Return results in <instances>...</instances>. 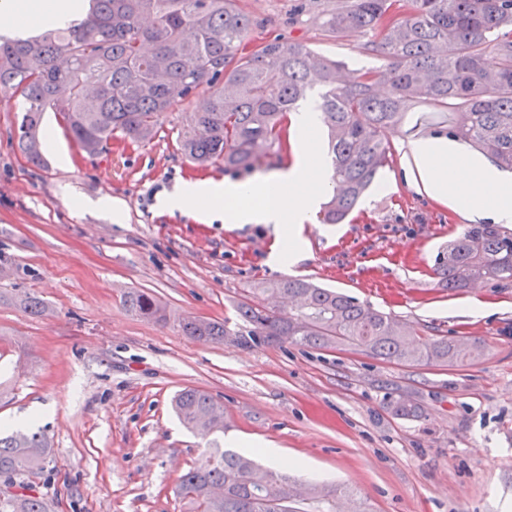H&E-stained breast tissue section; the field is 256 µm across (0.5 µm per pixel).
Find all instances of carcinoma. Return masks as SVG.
Masks as SVG:
<instances>
[{"instance_id": "carcinoma-1", "label": "carcinoma", "mask_w": 512, "mask_h": 512, "mask_svg": "<svg viewBox=\"0 0 512 512\" xmlns=\"http://www.w3.org/2000/svg\"><path fill=\"white\" fill-rule=\"evenodd\" d=\"M309 16L331 37H367L364 48L386 61L388 92L376 90L371 69L340 78L344 63L301 41H255L260 22L238 0H91L85 17L66 28L26 39L0 38V91L22 99L17 143L27 162H44L39 128L43 112L60 113L70 139L95 157L112 140L138 145L157 136L177 114L183 125L177 150L193 165L218 162L249 172L290 150L288 115L316 93L328 129L332 159L324 224H342L389 163L387 134L424 104L452 117L449 136L469 142L512 170V0H299L291 17ZM205 107L185 112L192 96ZM434 274L450 290L482 282H512V232L472 224L448 241ZM258 291L291 302L236 305L244 329L187 315V336L216 344L228 337L244 346L283 343L313 349L357 347L387 361L452 366L469 350L371 309L356 298L306 278L264 282ZM129 312L167 321L152 295L129 291ZM395 415L416 417L408 398ZM180 421L204 436L224 433V403L195 387L174 399ZM49 443L40 432L0 434V478L42 469ZM178 494L196 512H325L341 500L346 512H371L367 501L340 485L305 488L251 458L214 443L204 467L180 476ZM0 512H48L26 485L0 496Z\"/></svg>"}]
</instances>
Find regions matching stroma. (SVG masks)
Here are the masks:
<instances>
[{"label":"stroma","mask_w":512,"mask_h":512,"mask_svg":"<svg viewBox=\"0 0 512 512\" xmlns=\"http://www.w3.org/2000/svg\"><path fill=\"white\" fill-rule=\"evenodd\" d=\"M295 0H239L262 20L255 39L299 40L349 69L384 71L363 39L289 24ZM17 99L0 94V427L34 424L52 458L26 474L49 512H196L176 492L205 463L207 439L186 430L171 406L191 386L224 403L223 444L251 441L302 461L299 479L325 474L352 487L373 512H512V283L448 291L431 268L467 219L400 179L402 151L447 134L450 117L415 108L389 133L392 156L347 223L304 224L303 258H274L270 224L212 223L171 215L164 199L196 172L176 149L179 121L151 141L80 153L58 112L42 130L45 162L17 147ZM109 197L119 214L98 205ZM287 276L337 288L418 329L482 343L457 366L389 363L352 348L242 347L186 336L179 317L227 321L254 283ZM152 294L167 324L128 312L130 289ZM39 297L43 316L18 305ZM488 304L483 316L468 306ZM417 402L401 419L392 399Z\"/></svg>","instance_id":"1"}]
</instances>
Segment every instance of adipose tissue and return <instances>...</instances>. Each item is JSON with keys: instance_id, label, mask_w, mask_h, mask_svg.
Returning <instances> with one entry per match:
<instances>
[{"instance_id": "adipose-tissue-1", "label": "adipose tissue", "mask_w": 512, "mask_h": 512, "mask_svg": "<svg viewBox=\"0 0 512 512\" xmlns=\"http://www.w3.org/2000/svg\"><path fill=\"white\" fill-rule=\"evenodd\" d=\"M74 8L75 0H0V28L64 24ZM320 126L315 105L305 106L290 122L301 149L299 162L256 179L184 183L164 200L165 210L192 212L202 222L216 208L228 224L273 225L280 241L279 262L299 261L301 226L331 188ZM407 152L411 166L403 178L418 192L463 209L472 220L512 224V175L501 172L491 159L467 154L441 134L409 142Z\"/></svg>"}]
</instances>
